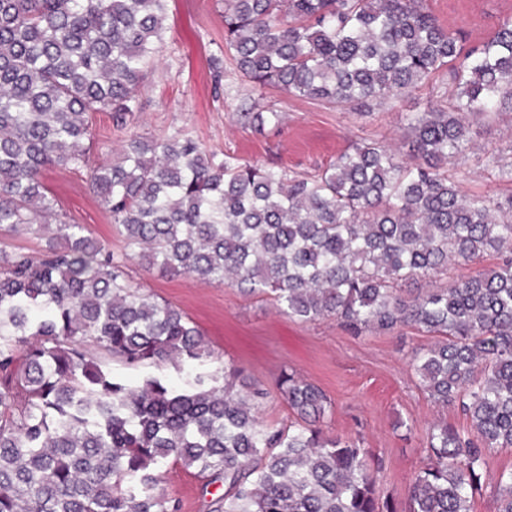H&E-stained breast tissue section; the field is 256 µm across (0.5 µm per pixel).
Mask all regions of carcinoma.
I'll return each instance as SVG.
<instances>
[{"label":"carcinoma","instance_id":"cac0c4a2","mask_svg":"<svg viewBox=\"0 0 512 512\" xmlns=\"http://www.w3.org/2000/svg\"><path fill=\"white\" fill-rule=\"evenodd\" d=\"M168 0H0V512H180L160 490L169 462L224 483L208 512H397L381 466L322 423L331 400L283 372L295 419L271 428L262 390L211 356L180 310L133 286L112 250L57 213L43 175L89 165L92 116L121 151L90 172L131 259L148 270L267 295L304 322L357 335L414 325L420 387L470 421L427 432L409 512H469L485 455L512 448V195L467 193L448 162L470 119L512 105V18L470 48L422 0H224V49L260 88L340 108L396 107L447 71L446 105L405 113L409 151L357 143L312 176L217 159L188 136L128 128L160 52ZM280 122L253 112L250 125ZM488 166L512 182V161ZM26 231L34 252L7 240ZM495 266L458 278L486 255ZM430 287L405 297L402 287ZM187 374L129 384L112 364ZM512 512V472L496 483Z\"/></svg>","mask_w":512,"mask_h":512}]
</instances>
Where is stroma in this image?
<instances>
[{"label": "stroma", "instance_id": "stroma-1", "mask_svg": "<svg viewBox=\"0 0 512 512\" xmlns=\"http://www.w3.org/2000/svg\"><path fill=\"white\" fill-rule=\"evenodd\" d=\"M424 6L448 30L460 33L468 46L485 40L503 18L512 17V0H424ZM165 26L162 51L146 80L142 110L134 114L132 127L149 136H189L218 156L291 175L327 166L356 141L398 144L404 114L439 104L446 83L445 75L434 77L393 110L340 109L275 88L254 87L229 64L222 76H215L209 59L224 45V0H168ZM270 109L281 114L278 127L259 132L247 126L246 113ZM471 135V150L450 164L467 173L465 190L494 199L511 193L512 183L487 167L486 154L493 150L512 157V111L502 110L490 124L474 122ZM44 182L67 221L84 225L115 257L125 259L133 285L176 306L202 330L212 356L199 364V371L210 373L231 363L260 385L264 395L256 407L265 425L278 428L292 416L276 385L281 372L320 387L332 402L325 431L362 438L382 460V489L398 507H405L410 480L427 462L428 427L445 423L460 431L468 428L457 407L434 403L417 384L410 356L430 343L426 333L407 327L355 336L332 320L289 318L265 295L247 294L232 284L145 271L137 260L126 259V244L109 212L90 192L87 173L50 170ZM511 471L512 448L487 453L483 488L471 501V512H495L496 480ZM160 487L180 502L181 512H207L209 502L224 492L221 484H206L194 469L172 463Z\"/></svg>", "mask_w": 512, "mask_h": 512}]
</instances>
